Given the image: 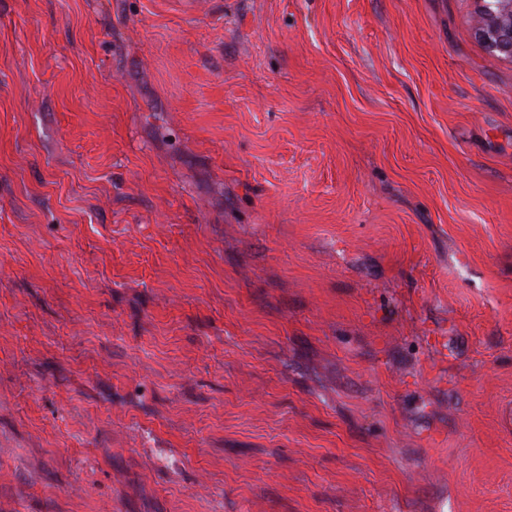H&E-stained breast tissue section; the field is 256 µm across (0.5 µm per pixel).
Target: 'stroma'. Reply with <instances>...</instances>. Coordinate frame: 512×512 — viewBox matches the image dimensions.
Wrapping results in <instances>:
<instances>
[{
    "label": "stroma",
    "mask_w": 512,
    "mask_h": 512,
    "mask_svg": "<svg viewBox=\"0 0 512 512\" xmlns=\"http://www.w3.org/2000/svg\"><path fill=\"white\" fill-rule=\"evenodd\" d=\"M481 5L0 0V512H512Z\"/></svg>",
    "instance_id": "stroma-1"
}]
</instances>
